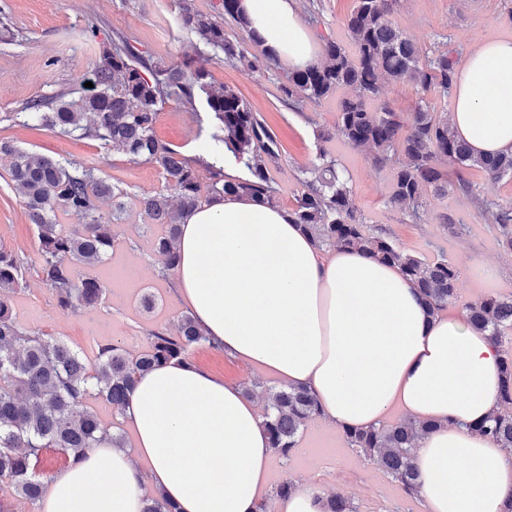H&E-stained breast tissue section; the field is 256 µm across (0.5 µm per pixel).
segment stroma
Returning <instances> with one entry per match:
<instances>
[{"label":"stroma","mask_w":512,"mask_h":512,"mask_svg":"<svg viewBox=\"0 0 512 512\" xmlns=\"http://www.w3.org/2000/svg\"><path fill=\"white\" fill-rule=\"evenodd\" d=\"M353 7L354 0H300L301 15L320 45L328 40L347 42L344 22ZM392 19L424 49L450 48L464 54L478 42L512 35V0H398ZM120 35L152 62H190L212 81L233 87L249 103L280 144L269 167L282 208L293 205L312 177L318 151H325L345 169L367 232L386 236L422 259H445L455 267L459 305L489 294L512 295V254L501 248L497 229L483 222L468 199L453 193L444 201L427 197L421 221H411L404 208L388 202L391 165L375 164L334 135L324 142L317 139L318 130L333 133L346 90L317 104L288 100L281 90L287 62L259 70L243 62L225 63L182 28L179 0H0V140L96 167L99 176L120 185L126 194L123 218L112 226L106 262L88 270L105 285V296L96 308L67 310L41 281L33 226L9 184V159L0 154V247L29 263L26 283L11 300L14 317L25 329L61 339L90 358L106 343L120 346L133 358L148 349L149 331L160 328L176 335L186 311L172 277L162 272V257L152 248L151 239L162 227L149 225L139 205L142 195L164 190L161 170L151 163L129 162L123 153L90 137H64L25 125L22 116L32 100L60 93L70 100L84 95L86 74ZM212 124L203 100L189 104L170 99L160 110L155 132L164 143L194 157ZM445 208L452 211L455 226L440 222L438 213ZM132 266L142 270L133 283L123 276ZM147 296L153 300L148 310L142 305ZM190 360L228 383L260 378L247 364L206 346L193 348ZM260 379L269 386L276 383L269 375ZM299 438L310 442V453L275 456L272 487L304 479L324 493L346 497L357 512H423L421 500L407 497L376 463L348 448L340 432L319 437L317 422L311 419Z\"/></svg>","instance_id":"35a3bbf8"}]
</instances>
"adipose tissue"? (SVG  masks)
<instances>
[{
	"instance_id": "1",
	"label": "adipose tissue",
	"mask_w": 512,
	"mask_h": 512,
	"mask_svg": "<svg viewBox=\"0 0 512 512\" xmlns=\"http://www.w3.org/2000/svg\"><path fill=\"white\" fill-rule=\"evenodd\" d=\"M261 46L296 68L319 59L298 0H242ZM452 122L476 154L512 151V39L481 43L456 72ZM174 286L210 339L286 385L321 427L379 426L394 411L435 422L412 464L425 512H504L512 459L471 424L494 409L497 346L465 312L431 315L393 265L316 248L282 209L227 197L181 226ZM134 451L102 441L48 484L42 512H142L146 488L178 512H257L272 451L241 387L173 361L136 382Z\"/></svg>"
}]
</instances>
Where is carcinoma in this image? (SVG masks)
I'll list each match as a JSON object with an SVG mask.
<instances>
[{
    "instance_id": "1",
    "label": "carcinoma",
    "mask_w": 512,
    "mask_h": 512,
    "mask_svg": "<svg viewBox=\"0 0 512 512\" xmlns=\"http://www.w3.org/2000/svg\"><path fill=\"white\" fill-rule=\"evenodd\" d=\"M180 3L186 31L227 63L245 58L240 43L225 36L222 20L226 16L249 30L239 0H222L221 15L203 13L190 0ZM396 3L355 0L345 20L352 50L337 41L326 42L322 61L288 72L282 92L290 100L318 103L340 88L350 89L351 95L340 102L334 135L356 150L367 151L376 164H393L389 203L406 207L410 217L419 220L426 194L446 198L449 192H458L472 201L486 223L497 225L501 246L512 251V203L482 194L467 177L471 169L492 182L511 177L512 152L474 153L454 129L451 115L430 111L424 97L408 115L379 101L387 85L401 81L413 82L424 95L453 94L455 51H425L417 46L392 21ZM88 80L93 87L79 99L61 98L48 112L42 111L44 103L34 101L27 106V116L40 127L63 136L95 138L132 163H152L162 169L168 193H147L140 206L151 223L164 226L153 246L164 257L165 270L178 267L181 225L202 200L248 196L270 206L279 204L268 172L269 160L278 155L277 139L233 87L212 82L204 71L189 74L180 67L152 64L123 37L112 41V50L105 52ZM197 93L214 120L210 138L233 152L250 173L247 179L226 181L209 166L212 181L206 198L201 197L199 160L155 134L165 100L175 97L190 103ZM0 153L11 157L10 182L35 227L42 281L64 309L95 307L105 286L76 273V267L99 264L112 249L110 224L102 223L99 203L112 201L111 221H118L124 212V191L98 177L91 166H73L6 142L0 144ZM317 160L318 179L306 182L288 211L289 221L320 249L352 248L399 266L433 315L456 303V269L446 260H422L389 238L366 232L344 170L323 150ZM59 210L79 215L85 223L59 224ZM25 275L24 259L0 250V484L13 488L27 512H35L46 487L40 471L43 451L51 448L75 463L108 436L88 408V399H103L123 413L139 376L171 361L189 359L196 346L214 344L187 313L180 319L178 335L151 331L150 348L141 356L130 358L119 346L108 344L99 347L92 362L64 341L17 323L10 298L22 287ZM465 312L469 325L501 352L497 405L476 432L512 457V410L502 409L504 404L512 406V348L504 349L512 332V296H486L466 305ZM244 390L249 396L263 394L264 426L271 448L282 456L296 447L305 422L320 415L318 402L304 386L264 390L260 382L252 381ZM433 427L427 420L404 418L391 425L345 429L343 437L348 447L377 461L408 497L416 499L419 484L412 455ZM143 512L177 510L154 491L145 497Z\"/></svg>"
}]
</instances>
